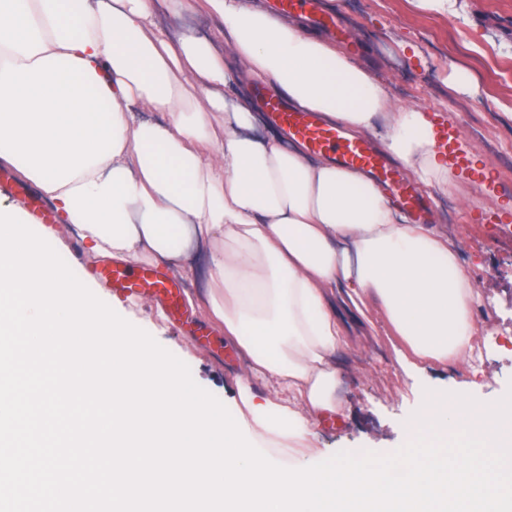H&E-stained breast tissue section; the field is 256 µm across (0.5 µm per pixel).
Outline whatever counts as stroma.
Wrapping results in <instances>:
<instances>
[{"mask_svg": "<svg viewBox=\"0 0 512 512\" xmlns=\"http://www.w3.org/2000/svg\"><path fill=\"white\" fill-rule=\"evenodd\" d=\"M359 45L356 61L388 78L391 94L423 107L448 124L467 121L478 138L462 134L476 162L452 168L453 186L423 189L430 202L428 223L459 242V255L480 294L474 309L478 340L486 353L480 372L455 365L430 369L419 380L407 377L386 329L383 313L371 308L377 339L360 351L340 356L341 410L333 420L315 421L314 448L323 461L336 452L390 454L405 444L404 428L421 406L423 390L467 385L470 397L496 403L512 391V216L499 203L512 198V0H448L440 13L429 0H335L330 11ZM163 30L171 35L205 34L222 42V28L205 16L167 12ZM469 78L458 87L456 72ZM122 312L165 349L186 363L194 380L222 402H229L246 374L229 358L224 335L209 343L197 339L203 314L171 319L150 300H126Z\"/></svg>", "mask_w": 512, "mask_h": 512, "instance_id": "1", "label": "stroma"}]
</instances>
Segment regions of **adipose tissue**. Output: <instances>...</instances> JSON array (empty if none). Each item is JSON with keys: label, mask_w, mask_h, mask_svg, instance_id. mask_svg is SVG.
<instances>
[{"label": "adipose tissue", "mask_w": 512, "mask_h": 512, "mask_svg": "<svg viewBox=\"0 0 512 512\" xmlns=\"http://www.w3.org/2000/svg\"><path fill=\"white\" fill-rule=\"evenodd\" d=\"M162 0H0V163L32 182L90 252L164 263L193 278L189 305L274 397L239 387L258 446L301 464L310 420L339 408L336 355L374 331L376 302L408 370L470 362L476 289L458 245L410 223L368 175L262 132L227 59L289 103L384 146L428 188L448 157L424 109L303 20L253 0H174L224 29L172 39Z\"/></svg>", "instance_id": "ef3b65f1"}]
</instances>
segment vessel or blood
<instances>
[{
  "instance_id": "obj_1",
  "label": "vessel or blood",
  "mask_w": 512,
  "mask_h": 512,
  "mask_svg": "<svg viewBox=\"0 0 512 512\" xmlns=\"http://www.w3.org/2000/svg\"><path fill=\"white\" fill-rule=\"evenodd\" d=\"M280 11H302L319 26L326 19L319 12L317 0H278ZM254 93L262 99L288 135L313 153H331L339 165L347 169L362 170L375 175L392 186L399 203L408 209L421 206L418 196L403 179L399 170L388 165L385 156L376 152L368 141L346 137L335 124L320 121L314 113L285 105L281 98L268 87H256ZM460 136L459 127L440 126L436 129V141L453 164L466 165V156L457 154L455 144ZM94 277L112 288L113 292L131 299L147 298L162 305L169 313H177L181 303V290L157 267L130 265L113 262L112 265L94 270Z\"/></svg>"
}]
</instances>
